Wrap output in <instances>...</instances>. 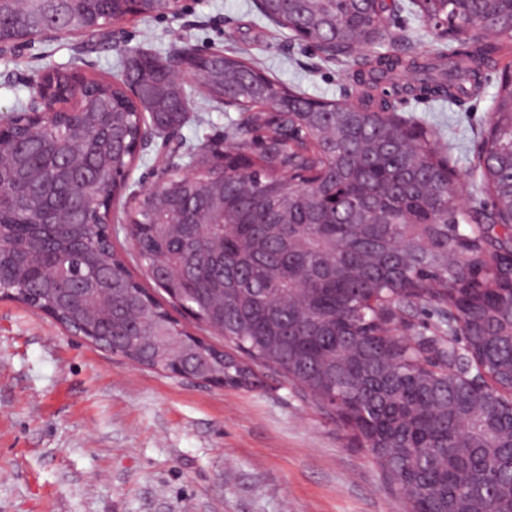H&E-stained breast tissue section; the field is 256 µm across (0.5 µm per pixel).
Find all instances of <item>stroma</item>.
Returning a JSON list of instances; mask_svg holds the SVG:
<instances>
[{
	"instance_id": "obj_1",
	"label": "stroma",
	"mask_w": 512,
	"mask_h": 512,
	"mask_svg": "<svg viewBox=\"0 0 512 512\" xmlns=\"http://www.w3.org/2000/svg\"><path fill=\"white\" fill-rule=\"evenodd\" d=\"M390 20L384 52L425 54L434 36L410 4ZM235 52L315 100L358 102L359 55L326 58L262 18L255 0H189L182 15L121 33L35 38L0 55V115L31 97L35 76L63 68L116 79L136 51ZM502 65L462 105L409 101L461 186L465 208L489 203L476 171ZM183 146L224 141L235 109L214 106L190 76ZM258 385L219 386L138 367L0 295V512H405L367 448L327 409L259 367Z\"/></svg>"
}]
</instances>
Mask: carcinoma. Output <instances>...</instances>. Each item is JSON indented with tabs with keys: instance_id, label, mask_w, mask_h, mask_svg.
<instances>
[{
	"instance_id": "obj_1",
	"label": "carcinoma",
	"mask_w": 512,
	"mask_h": 512,
	"mask_svg": "<svg viewBox=\"0 0 512 512\" xmlns=\"http://www.w3.org/2000/svg\"><path fill=\"white\" fill-rule=\"evenodd\" d=\"M418 15L437 40L451 42L428 57L377 51L390 32L377 24V0H295L277 9L279 26L296 22L318 42L336 38V54L371 49L357 74L370 89L404 73L424 75L403 91L417 98L450 99L476 93L492 56L512 42L508 21L480 37L465 33V5L442 0ZM170 7L168 0H138L140 19ZM111 15L65 0H0V42L30 38L47 22L64 33L103 30ZM164 59L137 52L123 73L139 86L134 100L124 87L60 69L43 72L36 88L56 107L44 122L20 106L0 134V156L18 144L15 161L28 173L32 199L13 202L11 171L0 176V256L22 254L0 266V294L34 309H53L75 330L87 323L89 299L70 306L58 289L100 275L106 303L95 335L154 369L220 378L233 387L255 381L254 363L336 415L382 467L410 512H512V469L487 410H512V226L484 224L480 210L463 209L445 173L448 158L423 126L397 114L383 98L364 92L356 104L320 101L284 86L240 55L202 58L191 73L205 98L224 102V82L237 88L232 106L247 113L238 142L224 161L244 167L238 180L207 166L199 149L189 156L193 177H175L129 211L134 247L144 268L189 254L175 268L171 287L215 327L227 350L198 355L185 343L170 346L185 327L146 296L126 259L105 244L112 222L104 198L123 194L119 178L139 158L136 143L146 124L185 123L190 102ZM491 141L497 158L479 161L490 200L512 204V85L499 86ZM119 143L112 144V132ZM82 159L72 195L53 190L50 155ZM307 170L319 189L336 192V215L313 223V197L288 172ZM210 213L199 245L223 246L219 262L190 252L189 224ZM431 303L446 309L448 329L409 334L411 309Z\"/></svg>"
}]
</instances>
